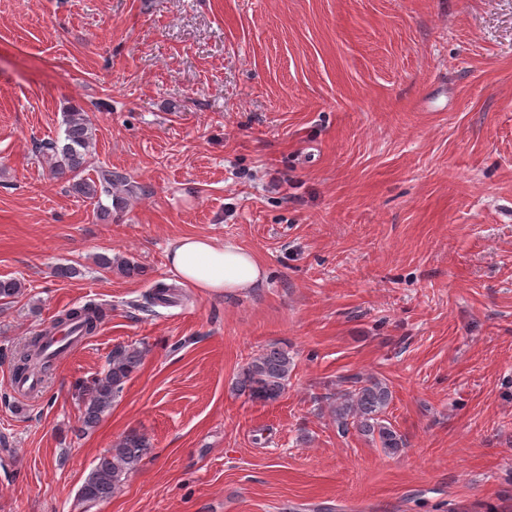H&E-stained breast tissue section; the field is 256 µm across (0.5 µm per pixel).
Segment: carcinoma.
I'll list each match as a JSON object with an SVG mask.
<instances>
[{
    "label": "carcinoma",
    "mask_w": 512,
    "mask_h": 512,
    "mask_svg": "<svg viewBox=\"0 0 512 512\" xmlns=\"http://www.w3.org/2000/svg\"><path fill=\"white\" fill-rule=\"evenodd\" d=\"M63 136L43 142L39 150L46 156L51 172L70 182L73 193L89 200L96 215L102 219L121 209L123 198L119 193L135 195L143 188L132 184L126 175L109 167L96 170V177L86 178L84 172L93 161L94 134L83 109L69 106L63 112ZM103 269H117L127 277L139 276L141 267L130 260H112L107 255L98 257ZM24 285L16 278L0 279V302L18 297ZM174 294L173 286L164 283L145 296L146 303L155 306ZM105 317L104 310L87 303L81 307L64 309L57 315L51 328L30 337L13 356V373L18 377L26 373L47 374L52 367V356L47 348L56 340L58 330L75 336L94 335ZM143 350L119 345L112 349L107 367L89 382L78 384L82 400L81 426L84 432L93 428L112 408L125 384L141 366ZM296 363L290 352L282 347L270 346L252 357L240 370L237 385L252 400L273 402L286 392ZM349 387L342 390L336 402L329 404L331 415L343 430L353 428L385 451L395 454L405 447V441L386 420L385 413L392 401L388 385L375 377L355 375L345 379ZM149 448L146 438L131 431L124 435L108 452L100 455L78 490L79 498L90 504L104 502L119 490L127 477L137 471Z\"/></svg>",
    "instance_id": "cac0c4a2"
}]
</instances>
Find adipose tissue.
Wrapping results in <instances>:
<instances>
[{
    "mask_svg": "<svg viewBox=\"0 0 512 512\" xmlns=\"http://www.w3.org/2000/svg\"><path fill=\"white\" fill-rule=\"evenodd\" d=\"M172 272L211 293L244 291L260 284L265 271L257 256L236 245H218L204 236H184L168 251Z\"/></svg>",
    "mask_w": 512,
    "mask_h": 512,
    "instance_id": "ef3b65f1",
    "label": "adipose tissue"
}]
</instances>
